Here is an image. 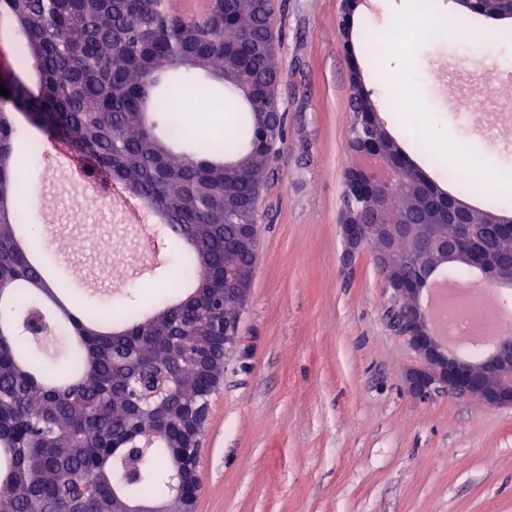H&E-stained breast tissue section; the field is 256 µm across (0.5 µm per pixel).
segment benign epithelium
I'll use <instances>...</instances> for the list:
<instances>
[{
  "label": "benign epithelium",
  "instance_id": "7a95c632",
  "mask_svg": "<svg viewBox=\"0 0 512 512\" xmlns=\"http://www.w3.org/2000/svg\"><path fill=\"white\" fill-rule=\"evenodd\" d=\"M358 0H343L341 30L345 45L352 42L351 15ZM352 163L344 178V192L351 197L341 212L340 232L344 242L343 261L349 265L368 244L375 245L377 266L391 290V303L387 319L396 332L418 357L417 365L406 372L409 391L420 400H429L439 392L475 400L491 407L512 408V335L504 333L495 341L492 350L476 363H467L448 349L436 336L431 319L419 304V296L434 272V266L448 260L468 263L481 271L486 282L512 285V256L508 260L490 261L481 243L492 232L502 233L512 229V219L489 214L481 224L467 223L471 208L448 195L428 179L414 176L406 165L395 163L389 156L367 150H351ZM408 174L414 185L461 217V226L452 240L435 233L429 224L422 244V261L416 265L396 247L398 235L408 229L405 224H376L369 218V209L380 204L398 179ZM372 190L369 200L359 204L352 200L360 189ZM235 251L256 254L254 225H238L234 243ZM256 263L234 262L224 266V301L220 314L224 318V343L221 361L241 350L243 337L238 326L252 291ZM187 395L180 389L171 393V401L146 411L152 421L161 422L179 415ZM209 412L204 405L201 412L187 423L188 448H196L203 434Z\"/></svg>",
  "mask_w": 512,
  "mask_h": 512
}]
</instances>
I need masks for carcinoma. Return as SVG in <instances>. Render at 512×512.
Here are the masks:
<instances>
[{
    "instance_id": "cac0c4a2",
    "label": "carcinoma",
    "mask_w": 512,
    "mask_h": 512,
    "mask_svg": "<svg viewBox=\"0 0 512 512\" xmlns=\"http://www.w3.org/2000/svg\"><path fill=\"white\" fill-rule=\"evenodd\" d=\"M21 32L19 58L33 62L36 88L13 79L9 98L45 119L43 128L94 168L108 173L161 216L176 242L189 244L183 263L193 291L169 282L177 300L138 315L80 316L57 301L59 285L43 279L28 253L41 248L40 231L16 198L24 173L16 164L12 115L0 110V284L10 292L0 308V512H127L175 496L174 475L184 448L181 428L139 423L136 403L165 397L176 376L198 399L211 397L221 368L180 369L186 351L219 347L223 322L197 324L221 303L224 262L236 224L257 223L249 210L269 189L271 163L283 138L259 141L253 113L280 106L274 45L276 3L213 0L198 14L178 13L164 0H0ZM250 41L239 68L224 72V48ZM208 74L237 95L245 88L266 96L245 104V122L228 144L179 129L173 109L195 97L196 76ZM161 116L171 151L148 114ZM256 149L253 168L225 166ZM395 219L403 210L421 216L433 203L402 183L392 189ZM161 367L136 378L130 356ZM147 447L150 464L127 487L122 475L130 448Z\"/></svg>"
}]
</instances>
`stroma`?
<instances>
[{
	"mask_svg": "<svg viewBox=\"0 0 512 512\" xmlns=\"http://www.w3.org/2000/svg\"><path fill=\"white\" fill-rule=\"evenodd\" d=\"M361 0L353 36L394 31V46L360 71L385 131L447 186L454 135L497 181L465 196L473 208L496 192L512 214V20L468 12L454 0ZM341 0H279L275 18L278 96L286 136L275 185L259 205L258 259L240 323L244 353L231 356L210 401L200 441L195 512H512V408L440 393L416 399L405 374L415 353L388 328L389 291L372 247L343 262L340 233L352 68L340 27ZM479 94L480 120L461 100ZM425 109L411 125L402 99ZM36 195L20 202L42 222L62 280L79 300L145 307L176 275L133 262L121 248L129 225L111 203L71 220L79 202L54 159L20 152ZM108 260L129 285L113 292L94 273Z\"/></svg>",
	"mask_w": 512,
	"mask_h": 512,
	"instance_id": "stroma-1",
	"label": "stroma"
}]
</instances>
